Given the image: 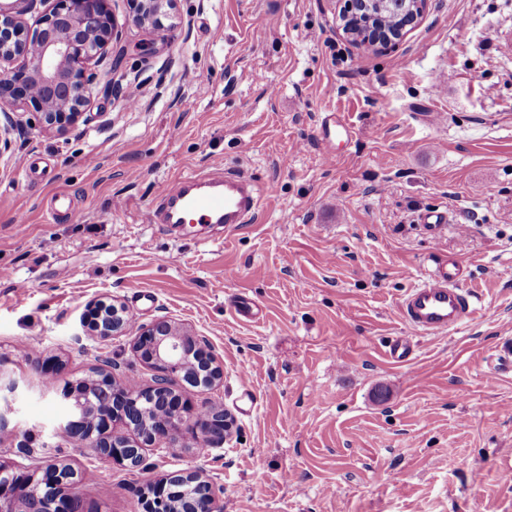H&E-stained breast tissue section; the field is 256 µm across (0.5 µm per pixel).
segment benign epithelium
I'll return each instance as SVG.
<instances>
[{
	"instance_id": "obj_1",
	"label": "benign epithelium",
	"mask_w": 512,
	"mask_h": 512,
	"mask_svg": "<svg viewBox=\"0 0 512 512\" xmlns=\"http://www.w3.org/2000/svg\"><path fill=\"white\" fill-rule=\"evenodd\" d=\"M177 0H131L132 22L145 30L176 26ZM21 12L0 9V63L16 58L20 64L0 73V111L28 102L34 104L39 124L60 131L79 122L90 104L99 63L119 33L107 8V0H56L30 29ZM131 316L121 304L98 302L89 307L84 324L97 336H131L132 350L139 362L154 372L153 384L126 396L123 406L89 421L86 412L92 398L77 392V383L48 363L40 368L51 375L52 388L61 395L66 409L58 430L70 438L84 440L101 458L136 467L146 446L170 444L183 427L194 430L197 445L218 448L231 434L232 425L223 411L210 413L196 408L190 397L173 392L170 379L180 377L194 387H209L221 378V368L206 341L166 318L130 325ZM98 394L112 400L116 380L112 371L95 372ZM17 383L0 371V428L14 412L12 399ZM118 427L131 436L115 434ZM63 465L49 462L25 470L0 464V512H36L31 502L46 500L41 512H73L79 480L61 476ZM193 489L191 512H223L210 479L201 471L186 470L159 480H150L142 499L143 512H172L177 488L173 482ZM67 483L62 494L45 498L47 488Z\"/></svg>"
}]
</instances>
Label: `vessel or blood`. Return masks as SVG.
<instances>
[{
	"instance_id": "vessel-or-blood-1",
	"label": "vessel or blood",
	"mask_w": 512,
	"mask_h": 512,
	"mask_svg": "<svg viewBox=\"0 0 512 512\" xmlns=\"http://www.w3.org/2000/svg\"><path fill=\"white\" fill-rule=\"evenodd\" d=\"M261 205L262 191L254 181L218 164L207 180L194 176L172 180L159 202L147 208L143 217L150 224H247L255 221ZM460 276L458 265L441 262L409 290L400 304L408 333L391 345V360L403 363L410 359L412 334H444L475 317L473 296L460 288Z\"/></svg>"
}]
</instances>
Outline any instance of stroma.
<instances>
[{
    "mask_svg": "<svg viewBox=\"0 0 512 512\" xmlns=\"http://www.w3.org/2000/svg\"><path fill=\"white\" fill-rule=\"evenodd\" d=\"M343 3L177 0L176 28L150 34L109 0L111 97L63 134L25 105L0 154V370L18 383L1 463L37 465L51 443L82 512H142L146 482L183 470L210 476L224 512H512V365L497 361L512 339V0H430L376 51L346 39ZM333 112L351 139L325 136ZM217 160L265 190L256 222L143 221L167 182ZM434 209L436 235L420 222ZM441 259L478 313L394 362L399 304ZM96 301L205 338L223 378L189 392L229 415L223 447L187 430L132 469L52 438L64 407L38 361L81 379L112 360L132 391L150 384L129 337L83 328Z\"/></svg>",
    "mask_w": 512,
    "mask_h": 512,
    "instance_id": "1",
    "label": "stroma"
}]
</instances>
